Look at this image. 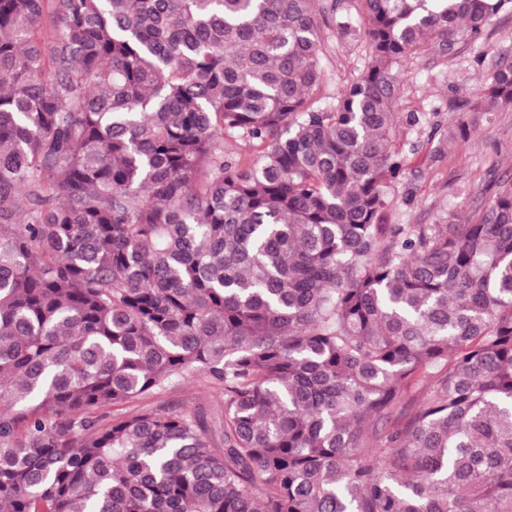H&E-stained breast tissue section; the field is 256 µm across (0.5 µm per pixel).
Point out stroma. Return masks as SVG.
<instances>
[{
	"label": "stroma",
	"instance_id": "stroma-1",
	"mask_svg": "<svg viewBox=\"0 0 512 512\" xmlns=\"http://www.w3.org/2000/svg\"><path fill=\"white\" fill-rule=\"evenodd\" d=\"M353 16V28L340 33L320 26L325 82L321 94L331 102L364 69L368 46L360 21V0H323ZM512 65V8L503 10L478 41L442 52L431 44L399 72V99L393 146L406 161L401 180L389 188L390 224H462L489 200L484 185L512 181V110L492 122H472L464 103L489 83L498 68ZM465 140H449L460 123Z\"/></svg>",
	"mask_w": 512,
	"mask_h": 512
}]
</instances>
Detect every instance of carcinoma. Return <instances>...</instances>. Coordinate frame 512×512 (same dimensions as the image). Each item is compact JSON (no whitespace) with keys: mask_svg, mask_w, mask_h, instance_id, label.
I'll return each instance as SVG.
<instances>
[{"mask_svg":"<svg viewBox=\"0 0 512 512\" xmlns=\"http://www.w3.org/2000/svg\"><path fill=\"white\" fill-rule=\"evenodd\" d=\"M318 2L0 0V512H512V183L385 223L397 69L512 0H363L329 105ZM201 389L194 379L182 382L175 388L167 390L154 402H162L173 410H194L201 406L208 412H213L220 406L216 396L200 398Z\"/></svg>","mask_w":512,"mask_h":512,"instance_id":"1","label":"carcinoma"}]
</instances>
